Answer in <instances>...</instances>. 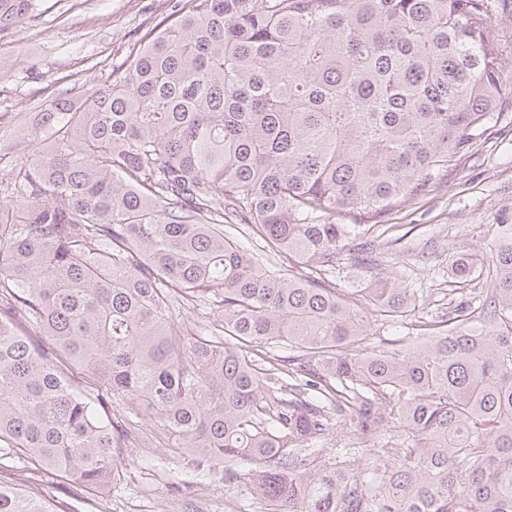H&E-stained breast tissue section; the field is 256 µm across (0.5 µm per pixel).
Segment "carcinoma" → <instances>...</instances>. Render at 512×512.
I'll use <instances>...</instances> for the list:
<instances>
[{
	"instance_id": "1",
	"label": "carcinoma",
	"mask_w": 512,
	"mask_h": 512,
	"mask_svg": "<svg viewBox=\"0 0 512 512\" xmlns=\"http://www.w3.org/2000/svg\"><path fill=\"white\" fill-rule=\"evenodd\" d=\"M29 7L0 0V32ZM492 7L177 0L108 84L31 117L48 141L0 208V449L31 485L112 486L143 413L266 512H512V223L490 294L424 336L372 340L416 307L398 278L355 299L315 275L499 119ZM335 418L353 462L317 447ZM0 512L51 508L0 484Z\"/></svg>"
}]
</instances>
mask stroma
I'll return each instance as SVG.
<instances>
[{
	"mask_svg": "<svg viewBox=\"0 0 512 512\" xmlns=\"http://www.w3.org/2000/svg\"><path fill=\"white\" fill-rule=\"evenodd\" d=\"M175 0H33L23 20L0 34V205L12 204L10 164L31 155L29 119L72 84L96 89L113 68L170 19ZM489 38L501 54L502 77L512 83V0H496ZM472 151L441 181L394 210L384 223L368 224L361 237L376 247L375 261L357 267L349 251L336 257L333 282L350 293L359 280L392 274L421 301L404 322L378 320L377 338L416 335L420 321H444L455 307L481 299L487 275L467 279L451 271L454 254L470 244L489 254L498 223L512 222V99ZM137 436L123 442L116 459L122 480L100 493L55 478L41 493L54 512H263L244 482L196 462L172 467L167 451L150 442L153 423L142 417Z\"/></svg>",
	"mask_w": 512,
	"mask_h": 512,
	"instance_id": "stroma-1",
	"label": "stroma"
}]
</instances>
